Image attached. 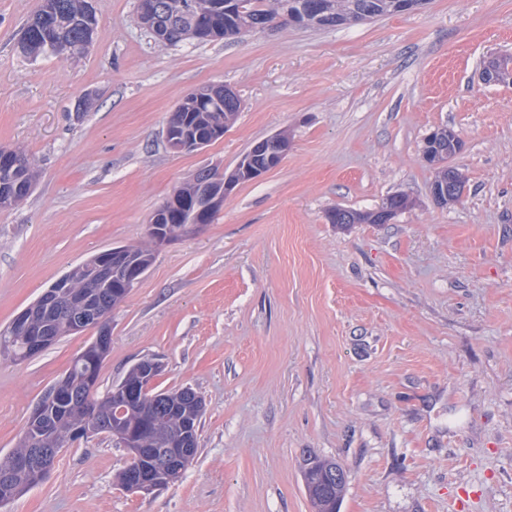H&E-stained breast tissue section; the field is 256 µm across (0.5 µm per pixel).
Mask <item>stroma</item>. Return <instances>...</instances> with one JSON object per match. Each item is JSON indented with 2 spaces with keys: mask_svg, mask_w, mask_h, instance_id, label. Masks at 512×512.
I'll use <instances>...</instances> for the list:
<instances>
[{
  "mask_svg": "<svg viewBox=\"0 0 512 512\" xmlns=\"http://www.w3.org/2000/svg\"><path fill=\"white\" fill-rule=\"evenodd\" d=\"M40 0H0V146L33 192L0 211V330L92 256L147 244L153 212L202 169L231 173L285 134L281 163L211 222L155 251L108 318L99 393L159 359L161 390L204 402L196 457L141 495L125 449L96 434L0 512H313L306 461L346 472L340 512H512V0H426L337 27L275 20L215 41L157 43L137 0H92L81 58L22 57ZM241 106L222 138L177 153L167 121L191 91ZM459 134L465 187L439 206L434 129ZM411 205L384 224L337 208ZM97 326L23 362L0 357V458ZM409 202L403 195H391L383 201L382 205L374 211L357 212L337 208L329 215L331 223L334 224H381L380 211L389 209L390 211L401 212L407 209Z\"/></svg>",
  "mask_w": 512,
  "mask_h": 512,
  "instance_id": "1",
  "label": "stroma"
}]
</instances>
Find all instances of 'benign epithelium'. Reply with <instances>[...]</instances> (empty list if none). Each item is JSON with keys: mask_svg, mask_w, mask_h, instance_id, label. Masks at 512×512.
Wrapping results in <instances>:
<instances>
[{"mask_svg": "<svg viewBox=\"0 0 512 512\" xmlns=\"http://www.w3.org/2000/svg\"><path fill=\"white\" fill-rule=\"evenodd\" d=\"M250 0H218L212 5L214 11H224L236 15L249 12ZM138 10L141 18L152 27L156 40L167 42L169 32H181L183 39H200L205 37H224V31H213L206 22L204 14L195 9L194 3L187 2L179 16L170 19L161 15L158 0H138ZM321 14L315 9V3L309 2L299 5V10L288 13V22L296 25H313L318 23ZM501 57L495 56L488 60L482 73L483 81L487 83H504L512 79V68L504 69L499 66ZM174 121L167 124L166 140L169 147L176 152L196 151L206 147L218 137H223L228 120L219 117L210 119L208 126L197 129L194 125L179 122L177 113H172ZM249 153L266 157V164L250 167L243 165L241 171L254 180L264 173L266 169L279 165L286 153L288 145L281 135L274 134L256 144ZM236 186L231 176L220 173L205 172L197 183L195 192L188 195L182 189H175L165 204L153 214L150 221L153 234V244L156 247L165 245L180 235L195 232L209 223L224 204V197ZM147 270V261L136 260L128 250L116 247L110 251L98 254L91 261L80 265L76 272L83 275L93 284H112V305L120 304L129 290L134 288ZM73 273L69 272L59 278L42 296L30 307L23 310L12 324L11 331L25 337L28 352L37 355L51 346L55 337L40 325L41 317L51 311L58 310L69 314L73 320V332L83 329L85 321L90 320L99 328V336L95 343V357L97 363H102L110 345L111 336L107 327V317L101 308V300L93 292H87L80 298H75L72 288ZM138 367V380L134 383L124 379L112 387V404L115 415L109 419H102L92 414L93 422L85 420L73 425L68 439L75 440L93 434L104 433L126 449L128 462L137 464V467L127 471L122 487L133 493L149 494L161 487L167 486L176 480L182 473L179 461L189 456L190 449L182 448L180 453L165 456L159 460H152L151 464L140 466L145 460L149 449L142 447L143 438L141 430L123 425L125 416L135 411V408L144 397L152 396L154 383L162 370V364L155 359H143L136 363ZM85 394L72 389L66 382H61L49 388L41 398L30 419L38 420L42 412L50 404L61 408L66 404L80 403ZM17 465L32 472L36 483L43 481L50 472V468L40 464V456L35 454L17 459Z\"/></svg>", "mask_w": 512, "mask_h": 512, "instance_id": "7a95c632", "label": "benign epithelium"}]
</instances>
